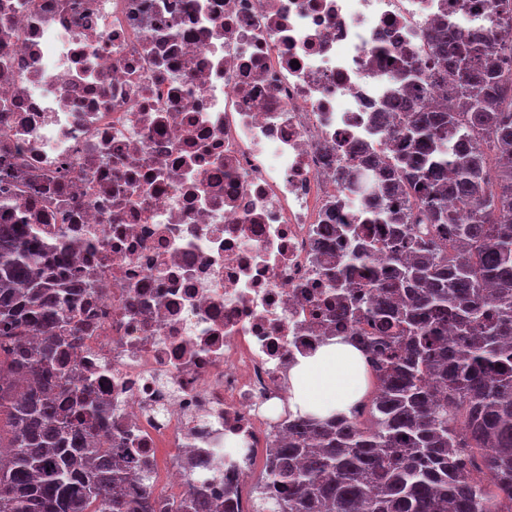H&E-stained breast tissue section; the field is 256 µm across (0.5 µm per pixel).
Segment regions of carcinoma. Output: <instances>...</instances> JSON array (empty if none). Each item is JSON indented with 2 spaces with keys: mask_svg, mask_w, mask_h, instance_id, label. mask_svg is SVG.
<instances>
[{
  "mask_svg": "<svg viewBox=\"0 0 512 512\" xmlns=\"http://www.w3.org/2000/svg\"><path fill=\"white\" fill-rule=\"evenodd\" d=\"M424 40L446 66L432 81L454 103L390 102L397 148L369 159L365 209L387 239L352 222L330 274L336 320L361 326L378 360L364 424L298 414L269 450L255 512H512V70L482 33L440 23ZM480 142L477 149L473 143ZM470 213L454 220L448 203ZM26 224L0 223V512H226L187 482L160 499L117 448L97 447L106 407L64 362L75 298ZM374 291L362 305L358 290Z\"/></svg>",
  "mask_w": 512,
  "mask_h": 512,
  "instance_id": "1",
  "label": "carcinoma"
}]
</instances>
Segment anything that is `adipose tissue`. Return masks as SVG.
<instances>
[{"label":"adipose tissue","mask_w":512,"mask_h":512,"mask_svg":"<svg viewBox=\"0 0 512 512\" xmlns=\"http://www.w3.org/2000/svg\"><path fill=\"white\" fill-rule=\"evenodd\" d=\"M292 412L325 417L347 412L366 387L364 358L352 344L333 339L289 370Z\"/></svg>","instance_id":"1"}]
</instances>
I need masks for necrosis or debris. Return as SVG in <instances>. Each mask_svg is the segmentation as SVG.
I'll use <instances>...</instances> for the list:
<instances>
[{
  "label": "necrosis or debris",
  "mask_w": 512,
  "mask_h": 512,
  "mask_svg": "<svg viewBox=\"0 0 512 512\" xmlns=\"http://www.w3.org/2000/svg\"><path fill=\"white\" fill-rule=\"evenodd\" d=\"M0 222L75 243L67 360L137 472L238 487L288 435V369L336 321L325 272L389 152L371 116L435 68L436 22L504 34L491 0H0Z\"/></svg>",
  "instance_id": "4bbe7bcc"
}]
</instances>
